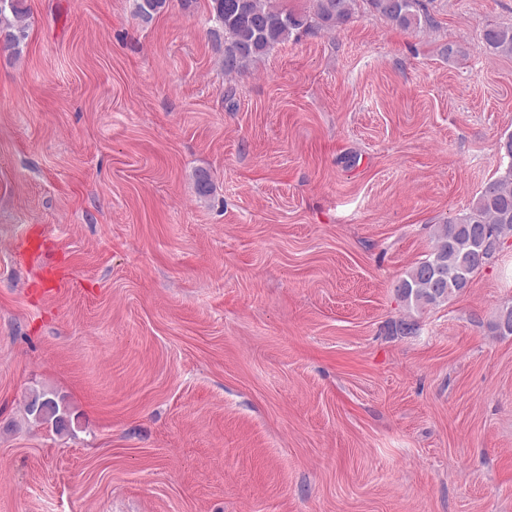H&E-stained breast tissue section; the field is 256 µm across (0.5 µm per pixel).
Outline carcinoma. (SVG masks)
<instances>
[{
    "instance_id": "obj_1",
    "label": "carcinoma",
    "mask_w": 512,
    "mask_h": 512,
    "mask_svg": "<svg viewBox=\"0 0 512 512\" xmlns=\"http://www.w3.org/2000/svg\"><path fill=\"white\" fill-rule=\"evenodd\" d=\"M167 0H135L134 16L151 21ZM312 11L283 8L277 0H209L214 39H224L221 70L226 76L244 72L249 64L300 29L331 31L348 21L362 2L384 21L401 29L434 28L437 22L425 0H311ZM30 12L26 0H0V46L19 53L28 37ZM486 50L512 56V25L488 27L483 32ZM503 172L489 181L467 211L437 225L431 252L406 272L396 293L408 311L449 301L466 292L461 277L472 280L492 266L512 245V133L496 147ZM27 413L56 432L68 428L59 405L33 394Z\"/></svg>"
}]
</instances>
